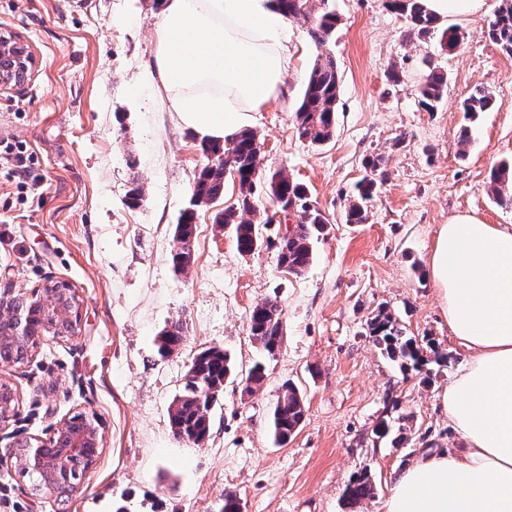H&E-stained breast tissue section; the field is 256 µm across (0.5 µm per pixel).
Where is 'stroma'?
<instances>
[{
	"label": "stroma",
	"mask_w": 512,
	"mask_h": 512,
	"mask_svg": "<svg viewBox=\"0 0 512 512\" xmlns=\"http://www.w3.org/2000/svg\"><path fill=\"white\" fill-rule=\"evenodd\" d=\"M500 4L486 0L481 13L457 20L466 44L449 55L410 34L384 0H328L339 19L332 50L341 82L336 133L322 146L296 134L320 49L309 20L290 19L285 91L256 113L252 129L261 169H285L329 219L310 266L295 276L277 262L286 223L267 228L269 245L251 255L215 223L237 200L230 181L198 209L192 264L174 272V226L207 158L199 138L162 111L160 84L145 78L155 0H0V32L36 59L25 83L0 88V142L27 143L42 181L32 207L20 208L11 204L14 186L0 180V292L65 282L82 301L78 335L38 337L25 364L0 362V380L17 398L0 449L47 437L77 412L98 419L103 447L67 512H224L229 492L243 512H344L346 484L366 470L376 491L355 512H380L392 471L423 449L462 447L439 397L470 353L450 336L426 270L450 218L512 225V209L488 190L492 169L512 157V55L487 36ZM432 65L447 74L448 89L428 112L417 88ZM393 67L400 82L387 77ZM477 87L495 104L469 119L460 103ZM376 156L384 168H365ZM366 177L379 185L368 219L346 223ZM134 188L142 192L136 207L127 203ZM269 298L281 305L286 336L265 360L248 316ZM382 311L406 334L433 338L453 364L427 375L401 371L369 334ZM175 325L183 341L160 356L159 337ZM212 347L242 369L264 360L267 379L251 395L227 384L209 437L195 446L174 435L168 409L188 363ZM288 380L303 391L306 415L281 447L268 416ZM383 420L391 431L381 439L373 431ZM0 512L53 507L15 472L0 471Z\"/></svg>",
	"instance_id": "obj_1"
}]
</instances>
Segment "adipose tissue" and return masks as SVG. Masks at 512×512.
<instances>
[{
	"mask_svg": "<svg viewBox=\"0 0 512 512\" xmlns=\"http://www.w3.org/2000/svg\"><path fill=\"white\" fill-rule=\"evenodd\" d=\"M289 35L275 0H165L152 69L166 110L200 139L236 136L282 93ZM427 276L471 351L441 397L465 446L394 472L382 512H512V226L453 217Z\"/></svg>",
	"mask_w": 512,
	"mask_h": 512,
	"instance_id": "ef3b65f1",
	"label": "adipose tissue"
}]
</instances>
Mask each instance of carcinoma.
Segmentation results:
<instances>
[{"mask_svg": "<svg viewBox=\"0 0 512 512\" xmlns=\"http://www.w3.org/2000/svg\"><path fill=\"white\" fill-rule=\"evenodd\" d=\"M308 0H277L281 11L288 17L303 16L311 19L309 36L322 47V53L313 65L296 110L298 137L312 145L329 142L336 129V112L339 102L340 77L336 58L330 43L338 19L329 10L316 14L306 8ZM386 5L402 15L410 33L420 38H435L440 46L453 50L456 43L465 40L463 33L454 26H445L431 16L422 0H386ZM489 39L505 52L512 54V0H502L487 27ZM448 85L447 75L433 67L419 84L420 104L432 112L444 97ZM492 94L481 87L474 88L461 102V110L473 118L480 112L492 109ZM261 142L257 134L244 130L235 137L231 155H226L223 142H201V150L208 163L201 169L188 206L175 226L174 240L179 243L173 254L176 271L183 273L190 267L189 248L193 239L195 211L206 206L224 190L225 178L238 183L239 195L234 205L215 215V223L229 228L237 249L244 255L254 253L262 245L260 226L268 224L267 208L257 203V190L264 183L269 190L271 205L280 211L296 209L297 222L287 229L279 246L278 264L288 265V273L300 275L313 260V242L323 234L327 218L311 203L306 187L294 181L283 169L262 172L259 165ZM493 199L501 207H512V159L502 161L490 178ZM373 179H363L356 185V193L346 208V222L361 224L367 220V202L376 190ZM40 310L32 312L28 331L16 338V352L23 357L26 349L40 332ZM249 334L252 342L264 354L273 357L281 349L285 338L282 309L277 300H267L256 305L249 314ZM369 334L387 356L407 371L421 373L433 362L449 366L452 357L435 349L433 341H422L408 336L391 317L379 313L368 324ZM238 376L236 363L230 353L221 348L200 358L193 377L186 380L182 391L169 407L171 428L179 438L198 445L209 436L211 429L210 407L224 393L225 377ZM266 378L265 368L254 364L246 374V388L254 392L262 388ZM282 392L271 409L270 421L277 445L285 446L299 430L305 417L303 393L291 381L281 386ZM376 483L371 475L363 472L346 485L343 499L351 510L362 501L373 497Z\"/></svg>", "mask_w": 512, "mask_h": 512, "instance_id": "1", "label": "carcinoma"}]
</instances>
